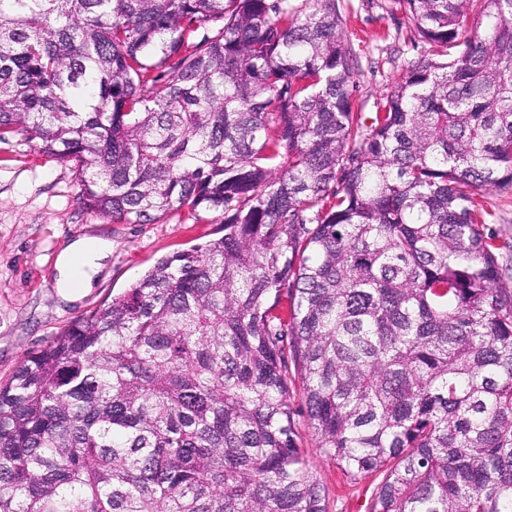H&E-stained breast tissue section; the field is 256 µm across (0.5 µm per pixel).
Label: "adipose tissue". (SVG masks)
<instances>
[{
    "label": "adipose tissue",
    "instance_id": "ef3b65f1",
    "mask_svg": "<svg viewBox=\"0 0 512 512\" xmlns=\"http://www.w3.org/2000/svg\"><path fill=\"white\" fill-rule=\"evenodd\" d=\"M111 251L112 242L104 237L82 236L70 241L54 264L63 298L75 299L83 289L90 287Z\"/></svg>",
    "mask_w": 512,
    "mask_h": 512
}]
</instances>
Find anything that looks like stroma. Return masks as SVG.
<instances>
[{
    "mask_svg": "<svg viewBox=\"0 0 512 512\" xmlns=\"http://www.w3.org/2000/svg\"><path fill=\"white\" fill-rule=\"evenodd\" d=\"M346 43L357 57L352 78L355 106L369 116L381 95L429 46L412 36L398 0H338ZM72 163L40 152L37 143L13 135L0 141V382L70 322L86 317L112 295L129 288L163 256L219 237L222 215L172 218L164 224H115L78 203ZM483 231L501 245L500 284L512 288V191L484 190ZM102 236L112 253L91 288L72 302L56 286L54 263L71 240ZM304 448L326 493L329 512H366L380 481L375 473L350 477L336 460L319 453L306 425Z\"/></svg>",
    "mask_w": 512,
    "mask_h": 512,
    "instance_id": "stroma-1",
    "label": "stroma"
}]
</instances>
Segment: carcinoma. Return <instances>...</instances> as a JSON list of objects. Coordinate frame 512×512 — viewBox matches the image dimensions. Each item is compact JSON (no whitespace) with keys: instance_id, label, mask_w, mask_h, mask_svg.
Here are the masks:
<instances>
[{"instance_id":"obj_1","label":"carcinoma","mask_w":512,"mask_h":512,"mask_svg":"<svg viewBox=\"0 0 512 512\" xmlns=\"http://www.w3.org/2000/svg\"><path fill=\"white\" fill-rule=\"evenodd\" d=\"M398 3L430 50L364 119L337 0H0V139L224 216L0 386V512H328L299 415L367 512H512V0ZM481 200L486 210L484 233L494 236L498 244H508L498 254V261L503 269L500 286L512 288V191L506 193L489 188L482 191Z\"/></svg>"}]
</instances>
